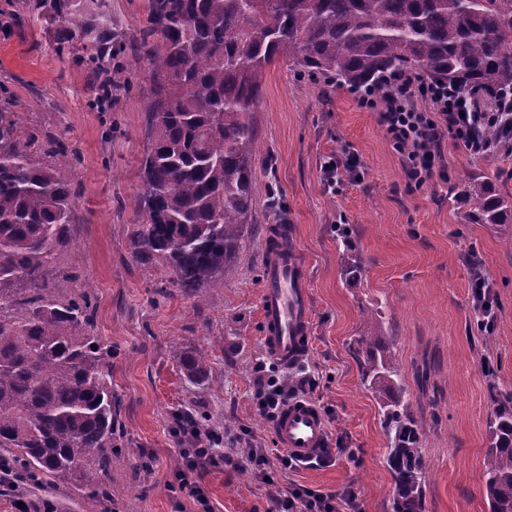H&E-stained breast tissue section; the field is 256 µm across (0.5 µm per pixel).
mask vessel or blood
Masks as SVG:
<instances>
[{
	"mask_svg": "<svg viewBox=\"0 0 512 512\" xmlns=\"http://www.w3.org/2000/svg\"><path fill=\"white\" fill-rule=\"evenodd\" d=\"M262 341L273 358L292 362L307 347L311 328L308 266L288 241L286 226L275 227L262 264ZM279 448L302 461L320 456L327 445V424L310 400L297 398L284 405L273 427Z\"/></svg>",
	"mask_w": 512,
	"mask_h": 512,
	"instance_id": "vessel-or-blood-1",
	"label": "vessel or blood"
}]
</instances>
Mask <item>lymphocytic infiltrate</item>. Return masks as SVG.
Here are the masks:
<instances>
[{
	"instance_id": "f902f5d3",
	"label": "lymphocytic infiltrate",
	"mask_w": 512,
	"mask_h": 512,
	"mask_svg": "<svg viewBox=\"0 0 512 512\" xmlns=\"http://www.w3.org/2000/svg\"><path fill=\"white\" fill-rule=\"evenodd\" d=\"M362 107L378 111L380 123L387 137L402 153L409 180L422 184L434 173L441 160V145L449 139L461 144L472 155L493 153L492 143L475 136L480 126H494L512 121V93H490L483 98L462 95L444 84L429 83L417 74L403 72L388 77L381 94H363ZM256 404L262 417L274 420L281 407L296 398L304 387H315V380L307 384L295 382L291 375L265 376L264 366H257ZM172 430L186 431L197 438L194 448L181 449L182 464L174 474L179 491L196 503L199 512H212L208 487L204 476L210 468L248 465L262 481H269L272 468L291 470L300 468L299 460L285 452L269 458L259 448L251 449L247 458L224 452L226 434L189 426L182 413H174ZM267 512H359L357 494L345 490L337 494H323L305 487L288 491H274L269 495Z\"/></svg>"
}]
</instances>
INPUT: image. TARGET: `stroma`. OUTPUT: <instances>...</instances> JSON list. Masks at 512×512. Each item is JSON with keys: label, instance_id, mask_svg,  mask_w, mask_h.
Listing matches in <instances>:
<instances>
[{"label": "stroma", "instance_id": "35a3bbf8", "mask_svg": "<svg viewBox=\"0 0 512 512\" xmlns=\"http://www.w3.org/2000/svg\"><path fill=\"white\" fill-rule=\"evenodd\" d=\"M103 9L125 56H137L149 0H104ZM54 29L30 17L21 0H0V88L25 130L60 145L48 164L71 173V242L48 272H69L92 286L90 331L112 346L121 436L110 499L92 501L48 480L29 487L28 499L52 502L56 512H197L172 485L180 453L169 421L185 409L208 428L229 430L236 448L278 454L272 426L256 407L253 367L269 359L260 326L265 240L270 226L285 224L310 270L304 370L318 381L311 399L324 413L331 458L317 467L272 469L274 480L324 493L350 488L362 512H390L388 439L352 347L371 311L396 330V362L423 425L424 512H488L483 462L491 395L512 394V249L495 225L467 223L457 198L474 176L512 197V154L474 157L447 140L442 167L423 185L411 184L377 111L361 107L358 92L277 60L264 73L254 114L256 222L222 284L188 295L168 268L138 260L131 245L144 220L139 170L152 95L146 66L105 87L81 51H58ZM345 149L357 154L360 175L327 187L321 166ZM344 228L364 260L355 282L343 271ZM469 255L493 284L497 321L489 334L472 308ZM186 351L206 358L205 383L181 372ZM141 454L151 460L149 472L134 468ZM205 482L215 512H266L268 487L250 468L214 469Z\"/></svg>", "mask_w": 512, "mask_h": 512}]
</instances>
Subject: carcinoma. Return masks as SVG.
<instances>
[{
    "mask_svg": "<svg viewBox=\"0 0 512 512\" xmlns=\"http://www.w3.org/2000/svg\"><path fill=\"white\" fill-rule=\"evenodd\" d=\"M56 24L57 49L78 43L92 69L108 74L119 36L98 0H25ZM139 57L153 94L141 165L136 258L171 269L186 292L228 274L255 220L253 112L266 68L282 57L311 77L379 94L385 76L416 68L432 80L484 91L512 88V0H150ZM57 142L25 132L0 107V451L42 481L109 496L118 432L112 405V347L89 330L90 286L47 274L70 242L75 208L70 176L36 160ZM474 224H498L512 246V200L489 182L464 190ZM344 268L364 270L345 240ZM362 381L379 405L395 483L392 512H423V427L396 367L394 336L366 315L356 339ZM191 381L207 377L204 358L179 364ZM484 481L489 512H512V395L493 397Z\"/></svg>",
    "mask_w": 512,
    "mask_h": 512,
    "instance_id": "obj_1",
    "label": "carcinoma"
}]
</instances>
